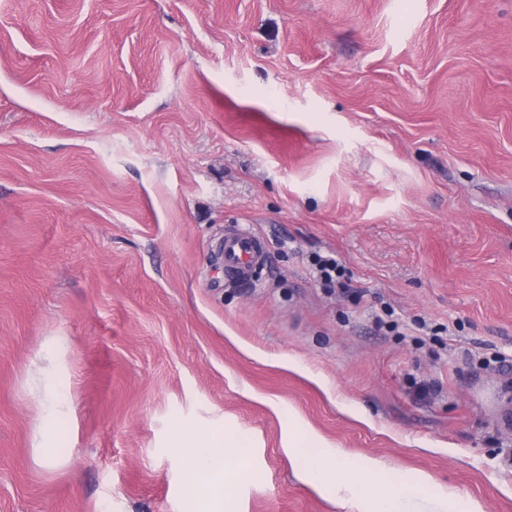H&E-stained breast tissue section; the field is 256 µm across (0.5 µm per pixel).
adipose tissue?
<instances>
[{"label": "adipose tissue", "mask_w": 512, "mask_h": 512, "mask_svg": "<svg viewBox=\"0 0 512 512\" xmlns=\"http://www.w3.org/2000/svg\"><path fill=\"white\" fill-rule=\"evenodd\" d=\"M197 451L191 459V473L201 483L198 512H215L216 504L233 491L237 479L250 469L251 455L241 450L234 433L223 438L194 436ZM284 447L294 453L312 448L307 458L306 476L315 487L329 489L347 504L351 512H407L414 491L430 487L432 479L418 473L411 480L397 483L386 495L368 494L367 488L376 481L382 467L377 459L367 457L352 462L336 449L326 446L316 434L302 435L301 425L289 420Z\"/></svg>", "instance_id": "ef3b65f1"}]
</instances>
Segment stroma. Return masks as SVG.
I'll list each match as a JSON object with an SVG mask.
<instances>
[{"mask_svg": "<svg viewBox=\"0 0 512 512\" xmlns=\"http://www.w3.org/2000/svg\"><path fill=\"white\" fill-rule=\"evenodd\" d=\"M510 408L512 0H0V512H195L224 429V512H350L292 418L512 512ZM266 254L265 240L248 230L224 234L220 246L224 272L236 278L250 276L264 263ZM312 266L317 280L325 288L343 289V268L336 256L317 255L313 260ZM67 396L62 388H53L51 404L40 418V433L45 436L50 433L55 425L59 409L66 403ZM197 452L191 459V474L202 484L197 512H222L214 509L224 494H230L236 480L250 469L252 454L238 448L236 435L225 431L224 439L208 435H189Z\"/></svg>", "mask_w": 512, "mask_h": 512, "instance_id": "stroma-1", "label": "stroma"}]
</instances>
